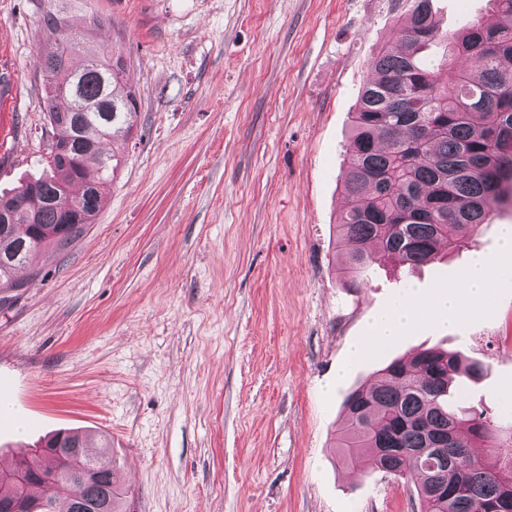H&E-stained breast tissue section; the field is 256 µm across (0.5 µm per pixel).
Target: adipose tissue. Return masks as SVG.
<instances>
[{"label":"adipose tissue","instance_id":"ef3b65f1","mask_svg":"<svg viewBox=\"0 0 512 512\" xmlns=\"http://www.w3.org/2000/svg\"><path fill=\"white\" fill-rule=\"evenodd\" d=\"M492 260L481 261L463 272L457 285L439 291L436 296L423 294L404 299L389 316L373 325L370 343L382 345L395 340L402 332L417 326L422 317L445 323L458 317L463 301L481 308L490 297L495 280L490 273Z\"/></svg>","mask_w":512,"mask_h":512}]
</instances>
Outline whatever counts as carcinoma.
I'll use <instances>...</instances> for the list:
<instances>
[{
    "label": "carcinoma",
    "instance_id": "1",
    "mask_svg": "<svg viewBox=\"0 0 512 512\" xmlns=\"http://www.w3.org/2000/svg\"><path fill=\"white\" fill-rule=\"evenodd\" d=\"M43 20L54 38L39 52L49 123L70 131L66 156L46 159L45 172L0 195V287L43 250L64 252L103 206L101 186L114 180L122 157L103 145L128 139L138 97L126 73L122 47L84 43L85 33L61 24L75 0ZM407 24L381 49L371 67L378 79L361 89L346 144L350 170L344 192L350 207L337 224L346 288L361 287L366 271L393 263L426 264L457 248L484 223L490 203L512 193V0H491L496 20L474 21L440 34L432 0H410ZM442 43L437 65L425 49ZM478 362L460 353L425 350L395 359L345 398L335 448L356 469L416 479L422 512H512V423L485 412L463 417L450 406L455 376L476 377ZM481 442L493 453L476 457ZM71 458L56 472L51 454L31 449L15 464L28 480L0 483V505L18 496L46 500L52 512H86L109 504L127 512L107 453L92 455L85 436L58 431L43 440ZM106 459L99 477L77 476L92 459Z\"/></svg>",
    "mask_w": 512,
    "mask_h": 512
}]
</instances>
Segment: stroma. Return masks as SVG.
Listing matches in <instances>:
<instances>
[{"label": "stroma", "instance_id": "obj_1", "mask_svg": "<svg viewBox=\"0 0 512 512\" xmlns=\"http://www.w3.org/2000/svg\"><path fill=\"white\" fill-rule=\"evenodd\" d=\"M441 31L489 0H432ZM44 0H0V190L40 175L50 128L37 56ZM406 0H80L121 43L137 129L87 231L0 289V458L60 429L109 438L130 512H420L413 482L334 450L346 395L438 348L484 363L461 407L512 420V258L481 312L423 321L350 362L370 319L498 254L512 201L461 249L417 268L336 269L344 145L373 55Z\"/></svg>", "mask_w": 512, "mask_h": 512}]
</instances>
